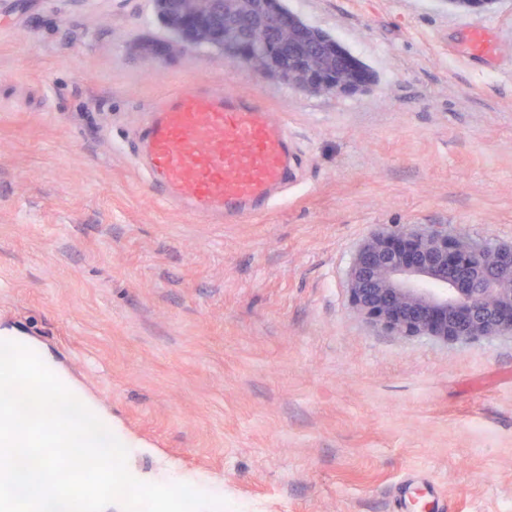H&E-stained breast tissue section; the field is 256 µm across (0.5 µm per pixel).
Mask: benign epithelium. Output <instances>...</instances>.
<instances>
[{
	"mask_svg": "<svg viewBox=\"0 0 512 512\" xmlns=\"http://www.w3.org/2000/svg\"><path fill=\"white\" fill-rule=\"evenodd\" d=\"M179 32L178 51L206 43L246 63L252 36L224 45L225 0H154ZM276 27L262 72L289 80L277 67L278 48L294 33L296 18L277 0H265ZM300 89L333 88L352 94L369 86L360 72L348 83L309 71ZM353 309L380 330L404 337L432 336L470 342L486 336H512V242L487 244L450 238L444 231L403 226L370 236L350 268Z\"/></svg>",
	"mask_w": 512,
	"mask_h": 512,
	"instance_id": "benign-epithelium-1",
	"label": "benign epithelium"
}]
</instances>
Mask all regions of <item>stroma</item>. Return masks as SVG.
I'll return each instance as SVG.
<instances>
[{"label": "stroma", "mask_w": 512, "mask_h": 512, "mask_svg": "<svg viewBox=\"0 0 512 512\" xmlns=\"http://www.w3.org/2000/svg\"><path fill=\"white\" fill-rule=\"evenodd\" d=\"M285 3L377 83L170 51L153 0H0V328L142 444L129 470L179 462L232 512H512V337L394 336L348 289L383 230L512 241V0ZM219 83L265 98L297 162L246 222L188 219L136 160L157 100ZM468 54L474 58H486L492 53L488 31L480 27L469 28L466 32ZM294 77L299 78L301 85L298 88L304 91H320L332 87L336 93L352 94L363 91L369 86V81L365 75L357 71L353 73V78L349 83L337 81L334 83L331 78H326L324 75L313 71H308Z\"/></svg>", "instance_id": "obj_1"}]
</instances>
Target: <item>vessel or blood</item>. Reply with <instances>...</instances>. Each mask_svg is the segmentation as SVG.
<instances>
[{
	"instance_id": "b4317fda",
	"label": "vessel or blood",
	"mask_w": 512,
	"mask_h": 512,
	"mask_svg": "<svg viewBox=\"0 0 512 512\" xmlns=\"http://www.w3.org/2000/svg\"><path fill=\"white\" fill-rule=\"evenodd\" d=\"M466 42L471 57L492 52L486 29L469 28ZM138 157L165 203L221 224L281 203L294 153L285 123L265 102L225 87L162 97L146 118Z\"/></svg>"
}]
</instances>
